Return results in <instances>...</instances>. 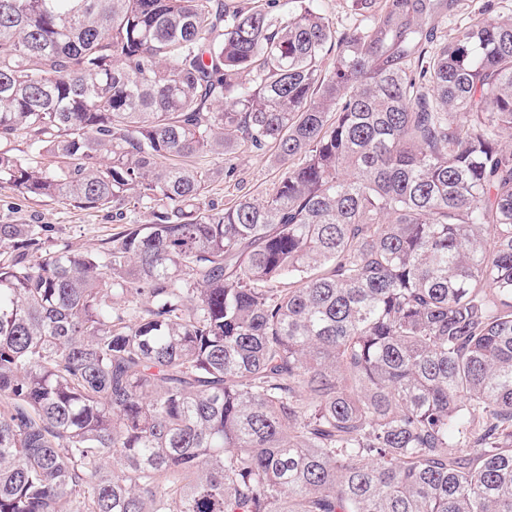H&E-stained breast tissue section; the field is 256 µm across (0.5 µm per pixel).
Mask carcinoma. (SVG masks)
I'll list each match as a JSON object with an SVG mask.
<instances>
[{"mask_svg": "<svg viewBox=\"0 0 512 512\" xmlns=\"http://www.w3.org/2000/svg\"><path fill=\"white\" fill-rule=\"evenodd\" d=\"M295 2L0 0V183L152 216L0 224V512H512V16ZM314 6L336 27V35L361 27L365 21L355 7L354 0H315ZM196 160L201 166L215 171L230 163L234 164L236 173L233 180H225L223 173L218 172L209 187L210 198L218 204L228 203L247 191L255 196L269 192L282 170L273 149L242 154L231 162H224L221 156L211 155Z\"/></svg>", "mask_w": 512, "mask_h": 512, "instance_id": "cac0c4a2", "label": "carcinoma"}]
</instances>
